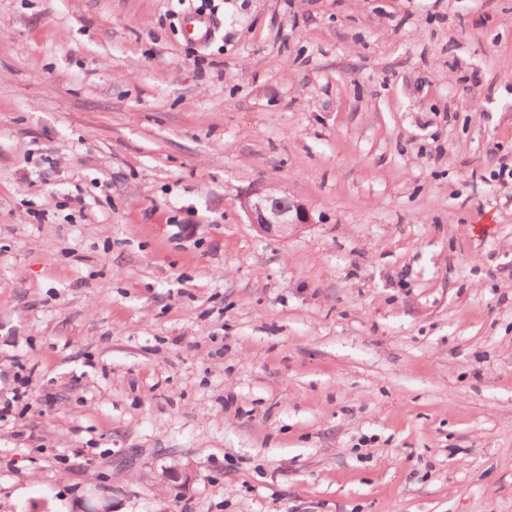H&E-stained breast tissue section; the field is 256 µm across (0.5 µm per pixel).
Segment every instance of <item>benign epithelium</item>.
I'll return each mask as SVG.
<instances>
[{
  "label": "benign epithelium",
  "instance_id": "1",
  "mask_svg": "<svg viewBox=\"0 0 512 512\" xmlns=\"http://www.w3.org/2000/svg\"><path fill=\"white\" fill-rule=\"evenodd\" d=\"M240 205L249 223L267 237L286 239L310 223L305 204L271 184L250 189Z\"/></svg>",
  "mask_w": 512,
  "mask_h": 512
}]
</instances>
